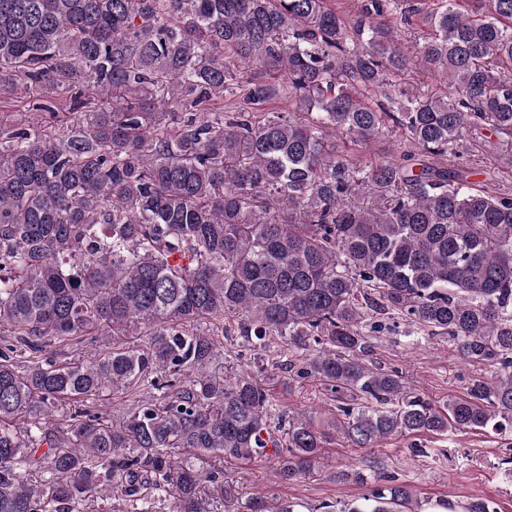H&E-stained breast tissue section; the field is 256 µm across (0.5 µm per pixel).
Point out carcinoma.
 Masks as SVG:
<instances>
[{
	"label": "carcinoma",
	"mask_w": 512,
	"mask_h": 512,
	"mask_svg": "<svg viewBox=\"0 0 512 512\" xmlns=\"http://www.w3.org/2000/svg\"><path fill=\"white\" fill-rule=\"evenodd\" d=\"M417 62L454 103L407 86ZM23 85L70 99L14 120ZM0 108V512H75L114 483L202 512L219 474L177 448L290 481L335 435L512 432V193L443 163L486 128L512 136V0H0ZM392 135L404 146L361 168L337 142ZM371 312L448 335L491 379L441 406L409 394L367 360ZM212 318L256 355L221 381L193 329ZM141 324L142 349L19 367ZM273 336L336 415L272 412ZM145 382L160 397L121 425L95 406ZM64 403L80 409L62 420ZM355 477L367 493L336 512H426L377 466ZM247 512L302 510L257 493Z\"/></svg>",
	"instance_id": "obj_1"
}]
</instances>
